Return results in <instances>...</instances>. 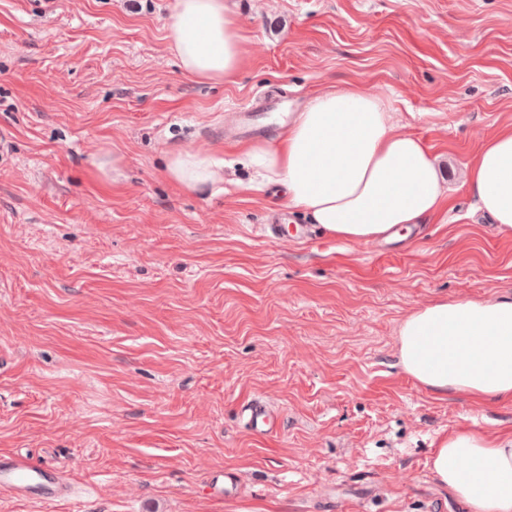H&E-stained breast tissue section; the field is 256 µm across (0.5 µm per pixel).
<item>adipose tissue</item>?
<instances>
[{"label":"adipose tissue","instance_id":"ef3b65f1","mask_svg":"<svg viewBox=\"0 0 512 512\" xmlns=\"http://www.w3.org/2000/svg\"><path fill=\"white\" fill-rule=\"evenodd\" d=\"M166 38L186 76L222 83L240 69L243 36L224 0H174ZM242 159L282 187L288 207L344 240L369 241L422 223L448 202L436 155L358 85L316 95L278 143L248 144ZM165 173L199 190L223 182L224 163L182 150L170 154ZM460 179L497 230L512 233V126L480 145ZM399 360L434 393L512 399V297L417 308L401 324ZM430 469L469 512H512V433L454 431L434 448Z\"/></svg>","mask_w":512,"mask_h":512}]
</instances>
